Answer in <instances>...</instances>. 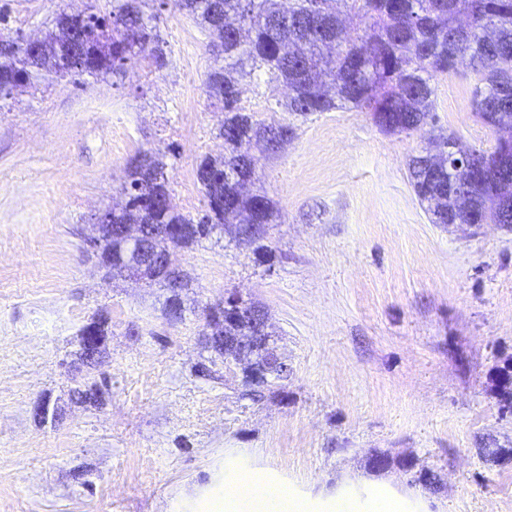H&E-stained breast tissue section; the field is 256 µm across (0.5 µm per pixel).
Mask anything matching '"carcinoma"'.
<instances>
[{
    "mask_svg": "<svg viewBox=\"0 0 512 512\" xmlns=\"http://www.w3.org/2000/svg\"><path fill=\"white\" fill-rule=\"evenodd\" d=\"M341 1L370 20L369 32L354 35L341 24L333 4ZM283 11L278 0H176V6L209 30L211 43L224 54V65L207 78L211 97L224 104V144L229 153L207 157L196 177L208 201V212L195 220L176 211L164 164L145 159L131 170L129 212L110 213V223L124 224L134 216L142 224H175L178 234L162 248H188L213 238V226L233 224L242 240L243 224L275 223L274 206L265 195L239 191L238 176L251 173L246 160L251 147L275 153L288 142L287 127L265 126L240 106L241 81L254 69H265L288 84L284 111L305 117L348 106L366 108L386 132L416 130L433 120L435 84L439 75L455 70L453 54H467L475 75L471 106L486 126H496L494 112L512 114V0H291ZM145 0H114L109 11L92 5L86 18L60 12L30 50L8 36H0V98L25 82L46 77L57 80L99 76L124 68L131 57L145 53L154 20L145 15ZM446 154L434 168L428 154L409 164L413 191L434 224L448 217L467 224H507L512 215L495 210L500 196H512V179H485L462 205L448 193V166L476 163L490 168L502 161L496 146L488 153L454 146L459 139L436 135ZM107 274L114 272L117 243L102 229L96 245ZM99 335L111 334L108 317L92 316Z\"/></svg>",
    "mask_w": 512,
    "mask_h": 512,
    "instance_id": "obj_1",
    "label": "carcinoma"
}]
</instances>
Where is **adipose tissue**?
Here are the masks:
<instances>
[{
	"instance_id": "adipose-tissue-1",
	"label": "adipose tissue",
	"mask_w": 512,
	"mask_h": 512,
	"mask_svg": "<svg viewBox=\"0 0 512 512\" xmlns=\"http://www.w3.org/2000/svg\"><path fill=\"white\" fill-rule=\"evenodd\" d=\"M213 512H351L344 500L316 504L288 495L279 485L258 480H224V487L214 497Z\"/></svg>"
}]
</instances>
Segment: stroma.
<instances>
[{
    "label": "stroma",
    "instance_id": "obj_1",
    "mask_svg": "<svg viewBox=\"0 0 512 512\" xmlns=\"http://www.w3.org/2000/svg\"><path fill=\"white\" fill-rule=\"evenodd\" d=\"M90 4L0 0V33L34 40ZM145 12L156 54L0 100V499L13 512H200L243 470L315 501L512 512V227L431 222L408 170L427 130L388 133L355 108L303 119L278 110L283 82L252 72L241 107L293 129L277 154L253 151L248 190L277 211L263 247L227 235L175 250L192 278L175 325L165 289L96 266L88 226L125 203L138 155L164 162L175 210L198 218L197 167L225 153L208 31L174 0ZM472 84L463 63L438 76L434 115L490 151ZM228 292L265 307L288 358L257 402L205 347L203 309ZM97 312L112 334L92 375L109 396L39 425L34 402H67L83 380L78 332Z\"/></svg>",
    "mask_w": 512,
    "mask_h": 512
}]
</instances>
